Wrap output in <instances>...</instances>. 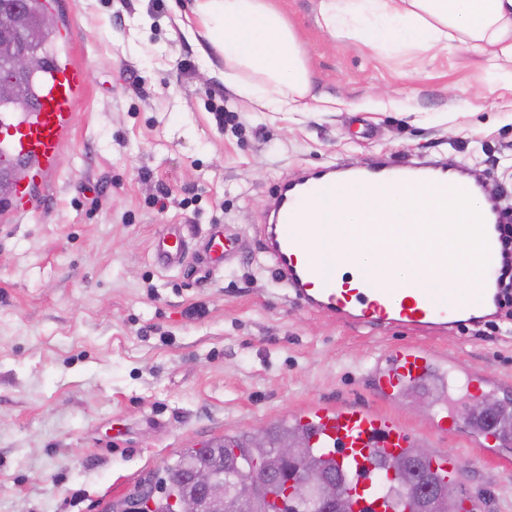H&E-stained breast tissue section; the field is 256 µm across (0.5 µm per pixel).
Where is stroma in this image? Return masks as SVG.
<instances>
[{"label": "stroma", "mask_w": 512, "mask_h": 512, "mask_svg": "<svg viewBox=\"0 0 512 512\" xmlns=\"http://www.w3.org/2000/svg\"><path fill=\"white\" fill-rule=\"evenodd\" d=\"M188 0H57L59 59L86 71L59 172L21 223L0 217V512H105L175 451L270 429L316 404L381 409L413 444L460 462L481 512H512V441L438 421L441 378L378 400L371 366L414 340L298 307L259 226L278 182L384 157L464 170L512 216V79L480 59L373 54L317 21L318 0H272L323 95L263 112L224 84L183 26ZM184 224L231 235L230 262L164 271L150 245ZM423 346L449 375L512 399V317L460 323Z\"/></svg>", "instance_id": "1"}]
</instances>
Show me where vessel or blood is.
Wrapping results in <instances>:
<instances>
[{
  "label": "vessel or blood",
  "instance_id": "obj_1",
  "mask_svg": "<svg viewBox=\"0 0 512 512\" xmlns=\"http://www.w3.org/2000/svg\"><path fill=\"white\" fill-rule=\"evenodd\" d=\"M84 84L82 68L60 64L50 70L34 110L0 111V162L20 161L26 166L4 204L10 216L25 217L36 211V189L55 179ZM402 180L436 200L447 197L449 190L470 188L462 175L445 168L417 171L384 161L357 169H315L284 182L273 197L270 222L260 229L273 273L303 307L362 326L396 324L422 335L443 336L450 320L469 322L490 316L502 263L498 245L502 214L493 204L481 215L488 255L481 288L451 293L444 288L412 286L397 294L383 287L374 272L364 269L359 270L353 284L340 282L342 257L336 242L341 228L323 212L335 199L337 182L379 195ZM189 247L186 231L180 226L153 241L151 256L157 267L166 270L183 265ZM207 249L211 258L221 263L233 253L234 241L216 231L208 238ZM439 362L437 355L420 346H399L384 362L375 364V386L382 397H390L430 377ZM304 423L311 447L327 451L345 474L353 499L366 506L376 495V456L392 459L410 445L408 433L396 421L357 404L313 408Z\"/></svg>",
  "mask_w": 512,
  "mask_h": 512
}]
</instances>
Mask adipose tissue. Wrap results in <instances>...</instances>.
I'll list each match as a JSON object with an SVG mask.
<instances>
[{"label": "adipose tissue", "mask_w": 512, "mask_h": 512, "mask_svg": "<svg viewBox=\"0 0 512 512\" xmlns=\"http://www.w3.org/2000/svg\"><path fill=\"white\" fill-rule=\"evenodd\" d=\"M323 27L379 53L432 59L466 48L512 70V0H319ZM189 25L224 59V82L265 112H311L320 101L294 27L269 0H193Z\"/></svg>", "instance_id": "obj_1"}]
</instances>
